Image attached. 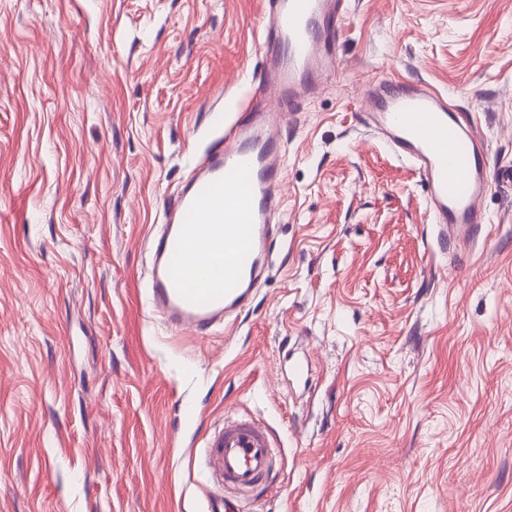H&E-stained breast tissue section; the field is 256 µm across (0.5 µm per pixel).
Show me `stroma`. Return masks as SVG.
Returning a JSON list of instances; mask_svg holds the SVG:
<instances>
[{
    "instance_id": "35a3bbf8",
    "label": "stroma",
    "mask_w": 512,
    "mask_h": 512,
    "mask_svg": "<svg viewBox=\"0 0 512 512\" xmlns=\"http://www.w3.org/2000/svg\"><path fill=\"white\" fill-rule=\"evenodd\" d=\"M346 5L280 131L273 267L198 336L150 311L152 240L263 66L261 0H0V512H210L188 451L231 415L278 444L253 512H512V0ZM375 80L486 139L472 243L365 125Z\"/></svg>"
}]
</instances>
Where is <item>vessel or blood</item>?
<instances>
[{"mask_svg":"<svg viewBox=\"0 0 512 512\" xmlns=\"http://www.w3.org/2000/svg\"><path fill=\"white\" fill-rule=\"evenodd\" d=\"M264 4L263 81L167 207L151 249L149 307L176 331L204 333L251 304L271 260L283 183L273 127L300 102V88L335 69L340 0ZM363 105L366 123L425 185L440 235L473 242L490 189L488 150L474 123L421 81L372 85ZM276 448L266 428L225 420L194 455L214 503L228 496L251 512L255 492L275 475Z\"/></svg>","mask_w":512,"mask_h":512,"instance_id":"obj_1","label":"vessel or blood"}]
</instances>
